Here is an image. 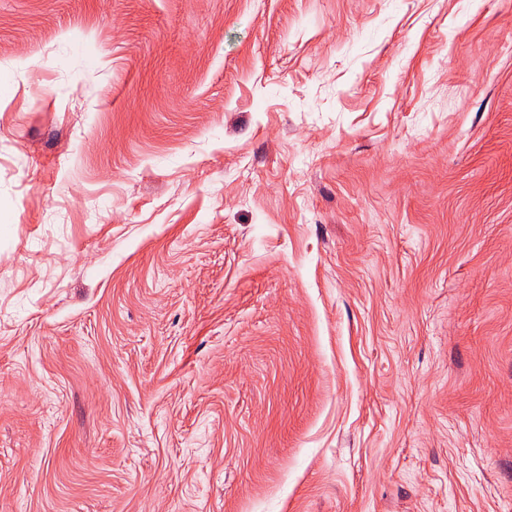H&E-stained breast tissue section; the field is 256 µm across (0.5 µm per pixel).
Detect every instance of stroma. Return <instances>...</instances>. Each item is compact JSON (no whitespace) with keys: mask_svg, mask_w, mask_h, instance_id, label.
Here are the masks:
<instances>
[{"mask_svg":"<svg viewBox=\"0 0 512 512\" xmlns=\"http://www.w3.org/2000/svg\"><path fill=\"white\" fill-rule=\"evenodd\" d=\"M0 512H512V0H0Z\"/></svg>","mask_w":512,"mask_h":512,"instance_id":"stroma-1","label":"stroma"}]
</instances>
